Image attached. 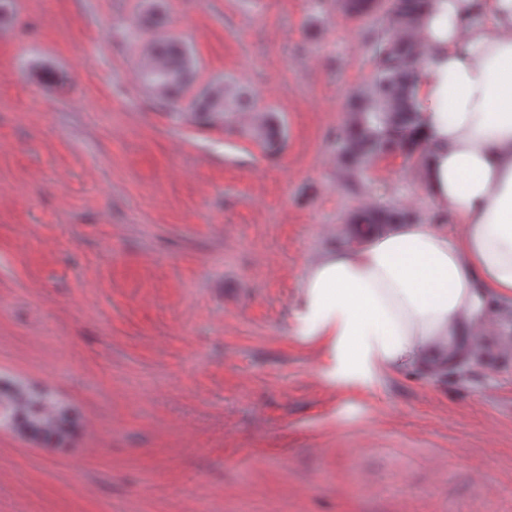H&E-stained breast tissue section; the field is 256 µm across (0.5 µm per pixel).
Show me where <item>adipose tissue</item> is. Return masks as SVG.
Here are the masks:
<instances>
[{
    "mask_svg": "<svg viewBox=\"0 0 512 512\" xmlns=\"http://www.w3.org/2000/svg\"><path fill=\"white\" fill-rule=\"evenodd\" d=\"M414 91L424 188L456 224H353L306 267L300 332L350 371L476 357L512 301V0H427Z\"/></svg>",
    "mask_w": 512,
    "mask_h": 512,
    "instance_id": "1",
    "label": "adipose tissue"
}]
</instances>
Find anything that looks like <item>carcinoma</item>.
<instances>
[{"instance_id":"cac0c4a2","label":"carcinoma","mask_w":512,"mask_h":512,"mask_svg":"<svg viewBox=\"0 0 512 512\" xmlns=\"http://www.w3.org/2000/svg\"><path fill=\"white\" fill-rule=\"evenodd\" d=\"M426 0H391L388 15L395 35L380 43L379 72L362 88L350 108L348 125L337 135L340 159L350 169H359L370 158L390 153L411 160L410 137L417 125L412 96L419 79L424 53L416 38ZM191 64L188 51L175 42L156 44L151 62L144 68L145 79L170 102L183 91ZM200 110L230 121L238 114L255 112L250 94L227 92L217 84L202 92ZM393 220L413 221L410 212L400 215L385 209L365 210L361 224H388ZM3 419L20 420L27 433H61L69 420L63 408L47 396L20 395L0 409Z\"/></svg>"}]
</instances>
